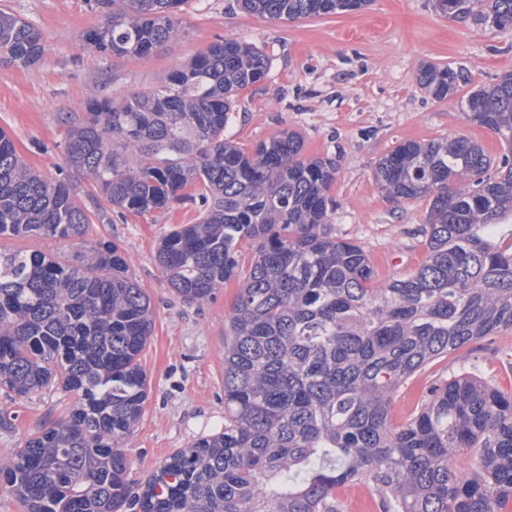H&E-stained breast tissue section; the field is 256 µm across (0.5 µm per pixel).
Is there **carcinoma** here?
<instances>
[{
  "mask_svg": "<svg viewBox=\"0 0 512 512\" xmlns=\"http://www.w3.org/2000/svg\"><path fill=\"white\" fill-rule=\"evenodd\" d=\"M188 0H88L104 22L83 44L145 57L185 34ZM271 21L360 10L371 0H240ZM448 19L512 29V0H438ZM41 31L0 9V62L33 66ZM267 58L220 38L174 64L151 93L91 100L66 118L68 172L49 179L0 129V239L84 240L108 211L142 216L189 200L194 224L160 241L156 261L183 300L238 281L225 320L224 429L179 448L137 485L126 442L148 397L139 363L149 297L115 243L74 262L0 245V387L19 398L60 387L67 413L0 467L21 512H339L336 491L365 482L383 512H504L512 503V391L474 373L439 378L420 409L390 422L394 393L472 340L512 330V73L460 98L467 120L508 147L496 162L464 136L408 140L379 160L397 202L429 200L426 259L373 286L365 250L332 235L330 158H305L284 129L252 149L224 137L239 93ZM471 83L429 65L420 88L445 99ZM99 195L93 209L70 182ZM252 257L242 275L245 248ZM472 457L459 469L455 461Z\"/></svg>",
  "mask_w": 512,
  "mask_h": 512,
  "instance_id": "obj_1",
  "label": "carcinoma"
}]
</instances>
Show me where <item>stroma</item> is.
<instances>
[{
  "label": "stroma",
  "mask_w": 512,
  "mask_h": 512,
  "mask_svg": "<svg viewBox=\"0 0 512 512\" xmlns=\"http://www.w3.org/2000/svg\"><path fill=\"white\" fill-rule=\"evenodd\" d=\"M0 9L35 25L46 42L36 66L0 63V129L30 167L49 177L64 164L66 116L82 113L89 100L151 92L172 65L217 37L253 44L266 56L268 74L240 94L225 135L250 148L288 129L302 138L304 157L334 159L332 231L363 247L378 287L425 260L421 229L428 222L426 201L396 202L380 188L378 161L403 141L451 134L479 142L495 159L506 151L492 131L466 120L459 95L432 98L417 79L424 65L436 64L464 68L476 87L496 82L512 72V29L452 22L436 0H371L359 11L293 22L247 13L238 0H188L186 36L142 58L105 57L83 47L81 34L103 22L86 0H0ZM197 218L189 202L144 217L114 212L95 222L89 236L120 247L153 309L154 332L140 355L149 396L125 449L134 480L224 425V321L238 285L227 283L210 302L189 303L169 287L155 260L162 236ZM465 371L511 391L512 330L468 343L416 373L394 394L391 422L416 413L432 381ZM70 403L54 387L20 401L0 390V411L15 417L14 429H0V462Z\"/></svg>",
  "instance_id": "1"
}]
</instances>
